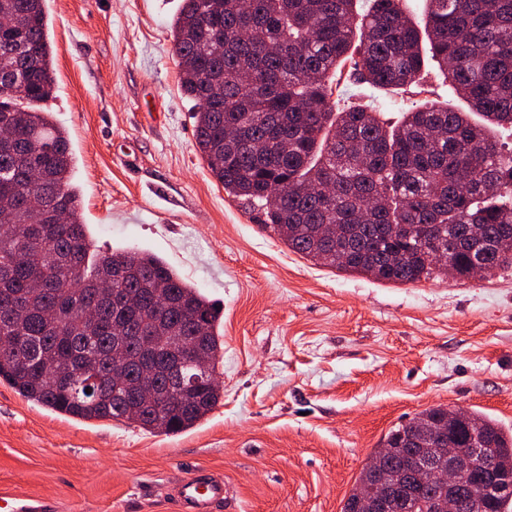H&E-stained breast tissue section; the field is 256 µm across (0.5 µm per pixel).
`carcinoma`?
Here are the masks:
<instances>
[{
  "label": "carcinoma",
  "instance_id": "cac0c4a2",
  "mask_svg": "<svg viewBox=\"0 0 512 512\" xmlns=\"http://www.w3.org/2000/svg\"><path fill=\"white\" fill-rule=\"evenodd\" d=\"M1 18L0 128L11 140L0 141V336L22 343L0 346V379L76 420L123 422L135 407L133 425L154 432V393L135 376L112 385V346L134 355L156 327L178 346L198 320L214 374L221 309L147 251L105 252L86 268L69 136L43 108L56 85L46 0H0ZM172 36L208 170L290 250L397 284L512 267V153L468 113L429 101L388 130L373 107L332 100L348 61L369 85L401 90L430 59L488 124L512 127V0H425L420 19L405 0H368L363 13L357 0H181ZM230 127L246 133L235 146ZM223 397V385L200 380L191 401L168 405L166 433L193 428ZM446 420L448 406H430L372 450L407 489L392 512H432L450 496L457 512H509L512 496L489 491L477 465L453 485L409 483L410 444L436 447L425 425ZM448 434L460 448L485 444L498 480L512 483V430L472 410ZM370 490L362 471L342 512Z\"/></svg>",
  "mask_w": 512,
  "mask_h": 512
}]
</instances>
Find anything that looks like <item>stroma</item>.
Listing matches in <instances>:
<instances>
[{"instance_id": "1", "label": "stroma", "mask_w": 512, "mask_h": 512, "mask_svg": "<svg viewBox=\"0 0 512 512\" xmlns=\"http://www.w3.org/2000/svg\"><path fill=\"white\" fill-rule=\"evenodd\" d=\"M57 85L96 249L167 261L219 303L221 403L179 434L80 422L0 381V491L57 512H179L194 469L224 480L215 512H341L373 448L437 404L512 429V268L487 277L377 281L316 265L228 198L180 94V0H48ZM342 69L345 100L398 122L416 101L466 102L435 62L386 90Z\"/></svg>"}]
</instances>
